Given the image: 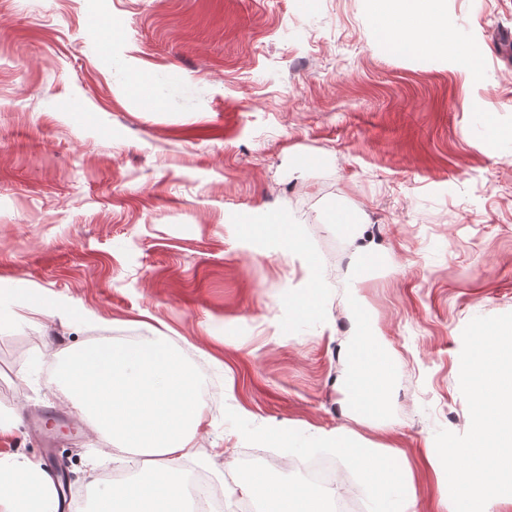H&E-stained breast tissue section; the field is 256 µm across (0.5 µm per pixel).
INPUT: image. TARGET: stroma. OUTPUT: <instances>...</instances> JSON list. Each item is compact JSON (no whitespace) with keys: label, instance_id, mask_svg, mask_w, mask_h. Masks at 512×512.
I'll return each instance as SVG.
<instances>
[{"label":"stroma","instance_id":"obj_1","mask_svg":"<svg viewBox=\"0 0 512 512\" xmlns=\"http://www.w3.org/2000/svg\"><path fill=\"white\" fill-rule=\"evenodd\" d=\"M477 69L386 50L367 0H0V452L44 460L25 414L72 411L56 365L153 334L209 375L198 470L231 485L287 453L225 436L346 431L393 448L434 512L425 443L464 437L461 344L512 321V0H448ZM364 213L376 247L357 305L396 350L394 427L339 414L340 299L290 317L307 275L342 289L330 207ZM260 214L308 225L312 262ZM394 260L395 272L375 265ZM59 432L72 507L115 471L92 425Z\"/></svg>","mask_w":512,"mask_h":512}]
</instances>
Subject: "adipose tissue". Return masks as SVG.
Wrapping results in <instances>:
<instances>
[{"mask_svg":"<svg viewBox=\"0 0 512 512\" xmlns=\"http://www.w3.org/2000/svg\"><path fill=\"white\" fill-rule=\"evenodd\" d=\"M371 3L372 23L404 53L444 58L467 37L449 16L447 0ZM329 219L358 259L348 271L358 281L361 259L370 253L359 242L366 217L336 208ZM336 342L341 414L390 427L395 359L388 340L354 311ZM511 345V325L488 323L460 348L469 433L456 451L429 443L421 454L435 478V512H500L512 505V361L501 355ZM56 384L107 443L134 451L118 459L131 479L95 487L81 512H199L190 489L193 439L208 418L189 366L166 343L146 336L133 344L83 347L61 362ZM0 512H56L53 482L39 463L0 454Z\"/></svg>","mask_w":512,"mask_h":512,"instance_id":"obj_1","label":"adipose tissue"}]
</instances>
